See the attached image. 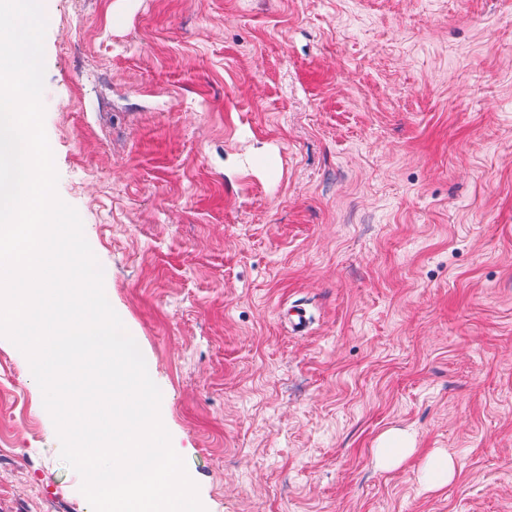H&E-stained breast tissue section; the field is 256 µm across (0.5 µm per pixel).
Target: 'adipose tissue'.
<instances>
[{
	"label": "adipose tissue",
	"instance_id": "adipose-tissue-1",
	"mask_svg": "<svg viewBox=\"0 0 512 512\" xmlns=\"http://www.w3.org/2000/svg\"><path fill=\"white\" fill-rule=\"evenodd\" d=\"M415 456L420 459L421 479L429 489L443 487L455 474L456 464L450 456L435 452L417 456L413 436L403 429H391L380 436L372 462L379 469L393 470Z\"/></svg>",
	"mask_w": 512,
	"mask_h": 512
}]
</instances>
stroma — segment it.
<instances>
[{"label": "stroma", "mask_w": 512, "mask_h": 512, "mask_svg": "<svg viewBox=\"0 0 512 512\" xmlns=\"http://www.w3.org/2000/svg\"><path fill=\"white\" fill-rule=\"evenodd\" d=\"M44 6L57 193L205 512H512V0ZM60 450L0 337V512H91ZM416 451L414 438L407 430L391 429L380 436L372 462L381 470H393L414 457ZM423 483L428 489H439L454 476L456 464L452 457L435 452L426 453L419 462Z\"/></svg>", "instance_id": "35a3bbf8"}]
</instances>
